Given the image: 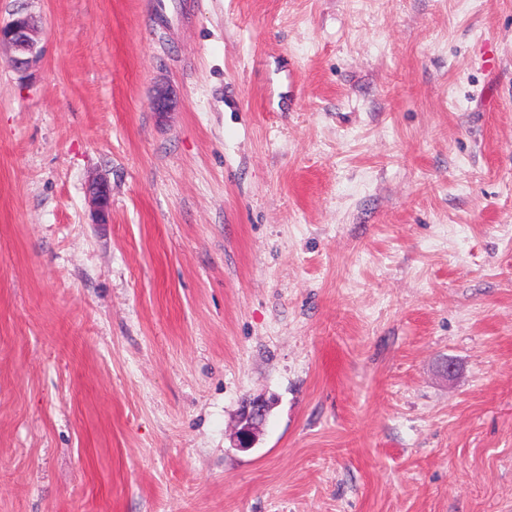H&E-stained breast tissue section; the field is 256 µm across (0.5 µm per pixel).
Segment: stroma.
Wrapping results in <instances>:
<instances>
[{"label": "stroma", "instance_id": "1", "mask_svg": "<svg viewBox=\"0 0 512 512\" xmlns=\"http://www.w3.org/2000/svg\"><path fill=\"white\" fill-rule=\"evenodd\" d=\"M28 7L0 512H512V0ZM91 194L101 222L108 220L111 210V190L106 180L99 179L91 185ZM268 402L263 397L246 399L240 410V428L237 430L239 448H251L256 431L268 413Z\"/></svg>", "mask_w": 512, "mask_h": 512}]
</instances>
